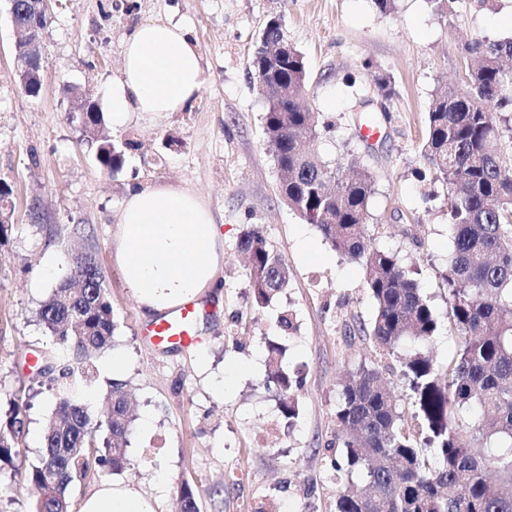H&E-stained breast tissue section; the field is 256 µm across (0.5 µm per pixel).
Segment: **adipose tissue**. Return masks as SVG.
<instances>
[{
  "instance_id": "obj_1",
  "label": "adipose tissue",
  "mask_w": 512,
  "mask_h": 512,
  "mask_svg": "<svg viewBox=\"0 0 512 512\" xmlns=\"http://www.w3.org/2000/svg\"><path fill=\"white\" fill-rule=\"evenodd\" d=\"M202 89L203 57L190 26L148 20L125 36L104 107L113 125L122 126L140 113L180 111ZM117 222L114 261L145 316L220 288L224 238L191 188L131 184ZM79 512H159V505L133 486L104 483L84 498Z\"/></svg>"
}]
</instances>
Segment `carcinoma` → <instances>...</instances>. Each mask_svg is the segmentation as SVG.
Returning <instances> with one entry per match:
<instances>
[{
  "mask_svg": "<svg viewBox=\"0 0 512 512\" xmlns=\"http://www.w3.org/2000/svg\"><path fill=\"white\" fill-rule=\"evenodd\" d=\"M264 42L252 55L255 71L288 90L267 99L263 127L287 205L341 255L361 262L364 285L374 302L369 326L360 330L390 356L408 339L422 348L401 356V374L411 391L412 412L400 405L384 370L360 365L341 385L336 420L344 458L331 463L347 481L336 512H512V158L504 148L499 112L512 109V38L474 39L466 45L475 64L462 90L433 100L423 145L436 177L448 184V226L454 257L445 278L448 325L458 340L455 358L435 366L425 350L438 332L437 314L413 271L393 252L374 245L368 233L371 175L344 176L338 163L317 162L304 144L317 131L307 95L303 55L280 56L275 45L282 20L266 25ZM96 161L105 172L123 170L134 142L94 137ZM238 247L249 258L248 277L257 305L288 288L290 268L257 231ZM39 323L77 362L50 360L37 369L55 390L38 462L19 460L14 443L26 429L20 412L0 428V462L41 490L35 512H68V490L90 473L105 478L128 466L126 447L134 420L125 384L112 382L102 412L109 439L95 442L78 379L93 376L90 354L108 347L114 333L112 304L103 274L90 255L41 303ZM267 376L279 384L286 418L296 416L293 379L282 350L270 345ZM464 407L490 414L489 424L465 428L455 415ZM420 420L413 434L406 417ZM493 443L500 452L478 457L473 448ZM184 512H199L188 482L178 490Z\"/></svg>",
  "mask_w": 512,
  "mask_h": 512,
  "instance_id": "1",
  "label": "carcinoma"
}]
</instances>
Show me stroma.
Wrapping results in <instances>:
<instances>
[{"label":"stroma","mask_w":512,"mask_h":512,"mask_svg":"<svg viewBox=\"0 0 512 512\" xmlns=\"http://www.w3.org/2000/svg\"><path fill=\"white\" fill-rule=\"evenodd\" d=\"M278 14L305 59L310 104L321 115L311 150L326 162L355 163L374 181L369 232L376 246L417 270L439 315L430 350L437 365L457 351L448 329L443 279L453 256L448 187L422 154L430 104L464 84L465 46L512 37V0H395L390 13L371 0H59L44 40L39 96L23 94L13 65V29L0 0V181L14 213L0 236V419L19 408L27 421L16 449L35 463L52 390L32 381L35 356L64 357L37 320L40 304L70 273L72 258L92 254L104 274L116 330L94 358L93 379L77 389L99 418L121 354V375L136 419L130 464L115 481L159 497L176 512L177 488L190 482L200 512H335L343 453L336 406L355 366L385 368L400 396L401 365L360 332L373 315L359 262L340 256L278 193L279 174L265 145L266 103L251 73V51ZM188 19L204 59L203 89L191 108L143 114L106 126L114 141H136L124 169L105 173L96 145L71 118L68 86L103 95L121 64L122 42L147 20ZM392 79L393 94L376 88ZM375 119L377 134L362 129ZM184 184L211 209L224 234L221 293L202 299L199 343L153 346L148 322L113 259L116 216L128 184ZM259 230L288 263V288L258 307L238 249ZM289 312L291 328L278 317ZM282 344L297 382L298 416L282 414L283 393L267 380V340ZM37 492L0 468V512H34Z\"/></svg>","instance_id":"1"}]
</instances>
